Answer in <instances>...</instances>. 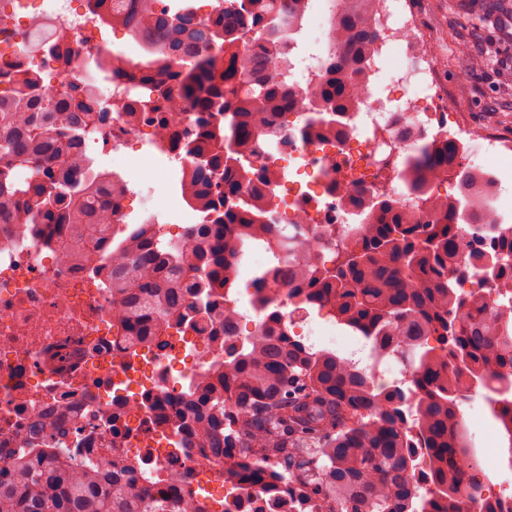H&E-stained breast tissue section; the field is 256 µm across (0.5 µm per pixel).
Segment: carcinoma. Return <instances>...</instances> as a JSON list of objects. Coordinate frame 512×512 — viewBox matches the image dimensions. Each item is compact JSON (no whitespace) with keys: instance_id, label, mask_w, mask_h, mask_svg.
I'll use <instances>...</instances> for the list:
<instances>
[{"instance_id":"cac0c4a2","label":"carcinoma","mask_w":512,"mask_h":512,"mask_svg":"<svg viewBox=\"0 0 512 512\" xmlns=\"http://www.w3.org/2000/svg\"><path fill=\"white\" fill-rule=\"evenodd\" d=\"M223 2L200 23L184 2L88 0L93 27L125 29L141 54L74 64L71 50L53 49L65 71L58 85L43 76L44 60L12 70L0 94V224H28L48 240L64 235L72 261L96 271L102 258L85 248L87 232L110 231L121 189L95 164L89 135L111 112L151 116L161 143L188 160L178 185L203 216L201 245L152 244L151 216L124 225L125 237L110 240L112 297L124 306L131 352L174 328L204 326L224 301V362L178 405L159 407L188 430L184 447L200 449L248 496L269 498L288 485L297 512H496L472 474L461 406L484 391L512 443V232L486 225L497 178L456 170L448 159L460 147L429 140L404 161L414 211L384 194L353 196L364 217L355 231L325 224L315 251L281 240L267 218L273 177L255 148L291 110L288 67L310 0ZM332 2L337 50L304 134L343 124L374 64L373 0ZM274 59L278 72L269 68ZM101 72L114 86L136 79V91L104 104ZM181 105L196 119L172 132L163 116ZM452 172L461 198L434 195L430 183ZM467 225L483 237L465 236ZM245 247H263L271 260L253 283L266 319L238 339L229 294ZM471 276L496 288V311L483 294L459 293ZM271 284L369 341L376 359L399 360L404 378L382 382L375 368L288 335ZM136 478L133 463L115 454L110 469L26 454L0 469V512H174L191 494L163 479L133 491Z\"/></svg>"}]
</instances>
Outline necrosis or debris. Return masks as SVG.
I'll return each mask as SVG.
<instances>
[{"label": "necrosis or debris", "instance_id": "4bbe7bcc", "mask_svg": "<svg viewBox=\"0 0 512 512\" xmlns=\"http://www.w3.org/2000/svg\"><path fill=\"white\" fill-rule=\"evenodd\" d=\"M35 2L37 13L69 32L78 60L107 52V45L80 38L90 21L87 9L74 0ZM32 16H18L15 37L0 40V70L27 64L32 44L53 45L54 36L34 31ZM377 32L378 65L358 110L337 134H301L315 80L334 49L324 28L313 35L309 50L292 58L294 110L259 148L278 175L270 218L279 235L297 238L301 248L316 242L322 225L357 223L346 204L352 194L385 192L411 206L398 160L414 154L420 141L447 132L442 56L417 25L410 0H380ZM390 55L397 64L387 70L382 63ZM155 137L154 124L132 123L115 112L93 140L110 151L130 149L185 169L181 156L157 150ZM68 252L66 238L47 243L14 225H0V469L34 448L45 449L47 460L77 466L111 459L117 451L133 459L137 486L152 484L159 475L191 485L193 512H203L224 478L205 467L198 449L182 447V433L164 422L154 402L176 400L223 360V322H211L203 332L174 330L162 343L126 352L108 263L88 273L66 262ZM46 414L54 428L33 438L30 423Z\"/></svg>", "mask_w": 512, "mask_h": 512}]
</instances>
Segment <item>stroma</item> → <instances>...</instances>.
I'll list each match as a JSON object with an SVG mask.
<instances>
[{"mask_svg":"<svg viewBox=\"0 0 512 512\" xmlns=\"http://www.w3.org/2000/svg\"><path fill=\"white\" fill-rule=\"evenodd\" d=\"M421 27L440 44L449 61L441 73L443 84L452 87L449 109L464 115L469 121L491 126L497 133L512 137V15L495 10L490 0H411ZM468 45L470 50L485 56L487 63L474 71L467 84L456 86L455 68L451 55L456 45ZM129 188L139 191L152 188L153 200L167 201L177 191L175 180L165 178L160 166L130 160ZM483 396L477 395L463 404L462 412L469 433L474 436L473 448H495L492 459L481 458L476 473L486 488H493L512 468L507 457L512 443L502 432L497 420L487 411Z\"/></svg>","mask_w":512,"mask_h":512,"instance_id":"stroma-1","label":"stroma"}]
</instances>
